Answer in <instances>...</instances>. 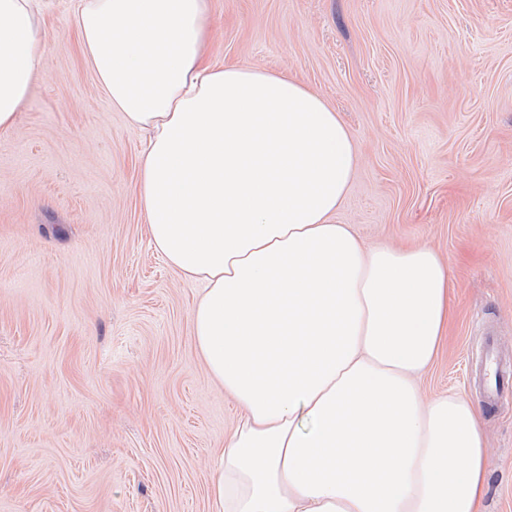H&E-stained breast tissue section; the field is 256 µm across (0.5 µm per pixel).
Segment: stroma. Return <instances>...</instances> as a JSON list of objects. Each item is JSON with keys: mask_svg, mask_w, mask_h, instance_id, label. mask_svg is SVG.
Segmentation results:
<instances>
[{"mask_svg": "<svg viewBox=\"0 0 512 512\" xmlns=\"http://www.w3.org/2000/svg\"><path fill=\"white\" fill-rule=\"evenodd\" d=\"M213 66L326 100L358 145L336 221L368 247L425 245L452 318L423 395L466 396L490 456L480 512H512V0H211ZM18 127L0 131V512H210L236 417L193 336L200 285L152 245L144 135L79 51L71 0ZM480 375L486 392L490 396L498 395L502 385V377L499 374L495 355L491 350H487L485 364Z\"/></svg>", "mask_w": 512, "mask_h": 512, "instance_id": "obj_1", "label": "stroma"}]
</instances>
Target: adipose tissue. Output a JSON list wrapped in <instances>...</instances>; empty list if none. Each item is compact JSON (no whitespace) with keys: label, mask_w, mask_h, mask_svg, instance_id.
<instances>
[{"label":"adipose tissue","mask_w":512,"mask_h":512,"mask_svg":"<svg viewBox=\"0 0 512 512\" xmlns=\"http://www.w3.org/2000/svg\"><path fill=\"white\" fill-rule=\"evenodd\" d=\"M49 0H0V131L42 61ZM83 56L145 131L139 194L155 249L203 288L191 313L238 409L210 512H477L480 413L424 399L450 280L429 248L365 247L336 211L358 147L296 80L207 63L210 0H73Z\"/></svg>","instance_id":"1"}]
</instances>
